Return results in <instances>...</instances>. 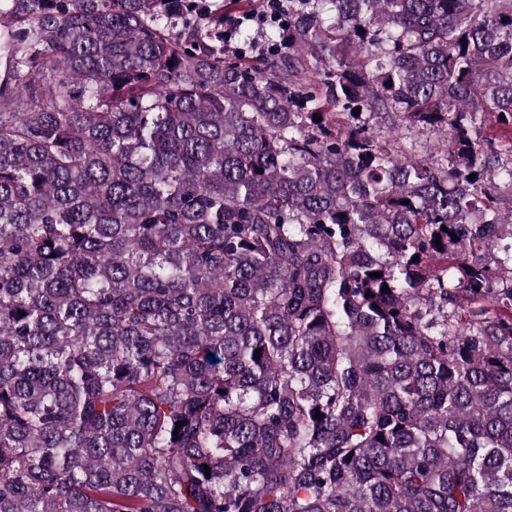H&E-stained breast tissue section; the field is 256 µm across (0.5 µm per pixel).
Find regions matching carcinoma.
<instances>
[{"label":"carcinoma","mask_w":512,"mask_h":512,"mask_svg":"<svg viewBox=\"0 0 512 512\" xmlns=\"http://www.w3.org/2000/svg\"><path fill=\"white\" fill-rule=\"evenodd\" d=\"M250 2L0 0V512H512V0Z\"/></svg>","instance_id":"obj_1"}]
</instances>
